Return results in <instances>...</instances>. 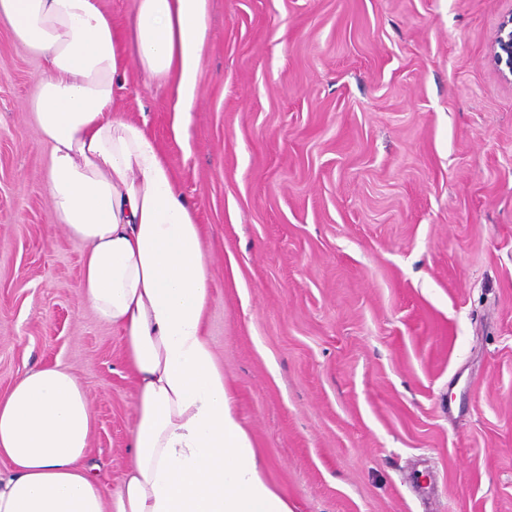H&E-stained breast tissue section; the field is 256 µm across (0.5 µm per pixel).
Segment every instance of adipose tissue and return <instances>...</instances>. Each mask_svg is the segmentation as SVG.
I'll list each match as a JSON object with an SVG mask.
<instances>
[{
    "mask_svg": "<svg viewBox=\"0 0 512 512\" xmlns=\"http://www.w3.org/2000/svg\"><path fill=\"white\" fill-rule=\"evenodd\" d=\"M0 23L49 67L33 99L55 223L85 247L83 304L121 330L137 384L133 453L106 492L85 464L94 419L72 373L25 372L0 397V512H294L268 480L204 332L194 210L144 124L114 109L125 54L171 82L184 138L207 0H134L117 30L98 0H0Z\"/></svg>",
    "mask_w": 512,
    "mask_h": 512,
    "instance_id": "ef3b65f1",
    "label": "adipose tissue"
}]
</instances>
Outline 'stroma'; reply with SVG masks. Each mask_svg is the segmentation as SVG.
Masks as SVG:
<instances>
[{
    "instance_id": "obj_1",
    "label": "stroma",
    "mask_w": 512,
    "mask_h": 512,
    "mask_svg": "<svg viewBox=\"0 0 512 512\" xmlns=\"http://www.w3.org/2000/svg\"><path fill=\"white\" fill-rule=\"evenodd\" d=\"M512 0H208L187 137L133 58L115 107L192 204L205 334L294 512H512ZM44 59L0 24V395L62 364L106 489L136 382L82 303L31 102ZM491 61L504 78L512 76V11L501 21L490 49Z\"/></svg>"
}]
</instances>
